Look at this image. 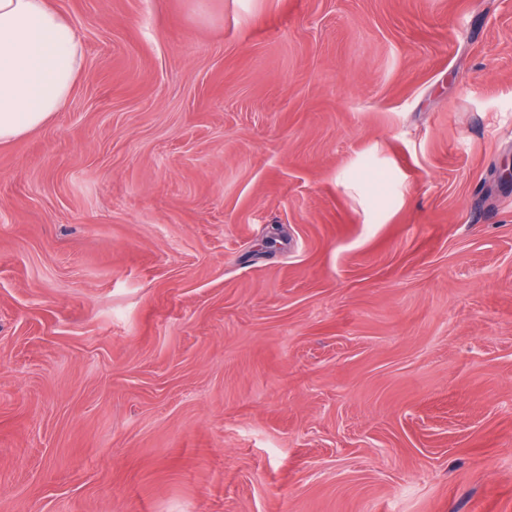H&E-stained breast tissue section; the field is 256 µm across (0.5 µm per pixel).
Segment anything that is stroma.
Wrapping results in <instances>:
<instances>
[{
  "label": "stroma",
  "mask_w": 512,
  "mask_h": 512,
  "mask_svg": "<svg viewBox=\"0 0 512 512\" xmlns=\"http://www.w3.org/2000/svg\"><path fill=\"white\" fill-rule=\"evenodd\" d=\"M52 3L0 512H512V0Z\"/></svg>",
  "instance_id": "stroma-1"
}]
</instances>
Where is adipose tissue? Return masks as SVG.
Masks as SVG:
<instances>
[{
    "instance_id": "adipose-tissue-1",
    "label": "adipose tissue",
    "mask_w": 512,
    "mask_h": 512,
    "mask_svg": "<svg viewBox=\"0 0 512 512\" xmlns=\"http://www.w3.org/2000/svg\"><path fill=\"white\" fill-rule=\"evenodd\" d=\"M82 66L71 22L50 0H0V143L48 125Z\"/></svg>"
}]
</instances>
